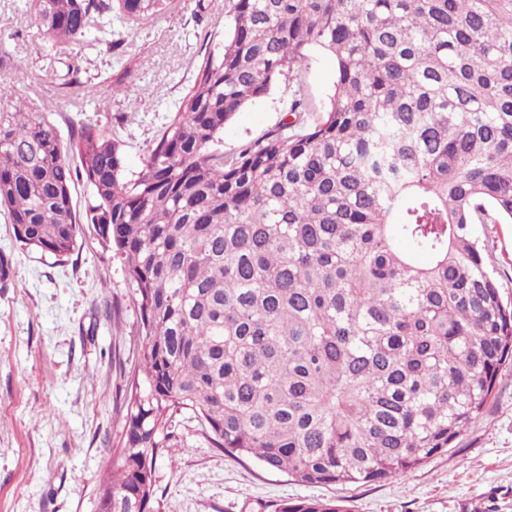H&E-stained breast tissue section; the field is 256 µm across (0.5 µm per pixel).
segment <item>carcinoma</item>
<instances>
[{"instance_id": "cac0c4a2", "label": "carcinoma", "mask_w": 512, "mask_h": 512, "mask_svg": "<svg viewBox=\"0 0 512 512\" xmlns=\"http://www.w3.org/2000/svg\"><path fill=\"white\" fill-rule=\"evenodd\" d=\"M27 5L66 50L166 0ZM313 51L335 66L318 122L297 90L298 121L211 150ZM0 209L58 258L92 225L134 287L140 369L96 512H159L155 460L187 447L184 414L298 483L402 477L480 418L512 361V303L474 235L512 223V0H227L222 47L134 179L119 140L82 124L65 143L33 102L1 108Z\"/></svg>"}]
</instances>
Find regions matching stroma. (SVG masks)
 Segmentation results:
<instances>
[{"label":"stroma","mask_w":512,"mask_h":512,"mask_svg":"<svg viewBox=\"0 0 512 512\" xmlns=\"http://www.w3.org/2000/svg\"><path fill=\"white\" fill-rule=\"evenodd\" d=\"M225 0H167L131 25L104 15L67 51L42 39L26 0H0V79L31 98L68 136L80 121L117 137L135 177L161 136L201 51L219 47ZM76 82L64 86L68 65ZM316 121L333 92L330 56L312 53L301 75ZM122 93H114V86ZM289 89L238 112L214 144L232 153L287 119ZM502 294L512 300V224H478ZM0 254L12 261L0 288V512H95L96 489L122 422L126 380L138 363L139 310L123 261L82 225L62 258L20 242L0 212ZM188 446L159 458L160 512H275L288 498L333 499L346 512H512V363L483 415L455 448L406 476L367 484L306 485L212 448L188 423Z\"/></svg>","instance_id":"1"}]
</instances>
